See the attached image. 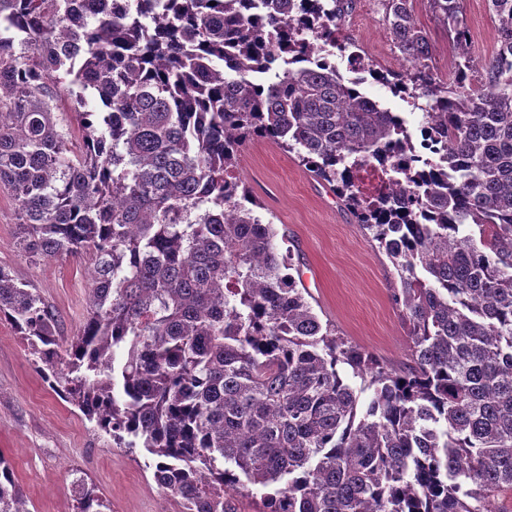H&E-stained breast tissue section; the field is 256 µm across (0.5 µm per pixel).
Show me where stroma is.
I'll return each instance as SVG.
<instances>
[{"label": "stroma", "instance_id": "1", "mask_svg": "<svg viewBox=\"0 0 512 512\" xmlns=\"http://www.w3.org/2000/svg\"><path fill=\"white\" fill-rule=\"evenodd\" d=\"M413 10L432 46L429 65L447 78L455 60L453 41L427 0H415ZM464 18L477 89L497 45L499 22L488 0H465ZM338 37L347 46L335 56L339 70H347L353 51L382 70L406 67L375 0H358ZM236 174L263 205L264 217L286 234L301 273L298 285L309 292L322 323L393 367L409 364L410 338L392 299L395 270L329 184L269 141L247 145ZM16 224V204L0 188V266L33 283L54 310L57 332L73 335L85 314L89 260L61 255L31 264L15 247ZM42 368L26 341L0 322V455L11 461L30 512H76L75 482L83 476L112 512H179L178 498L155 483L147 452L117 447L49 389Z\"/></svg>", "mask_w": 512, "mask_h": 512}]
</instances>
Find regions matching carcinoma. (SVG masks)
<instances>
[{
	"label": "carcinoma",
	"instance_id": "carcinoma-1",
	"mask_svg": "<svg viewBox=\"0 0 512 512\" xmlns=\"http://www.w3.org/2000/svg\"><path fill=\"white\" fill-rule=\"evenodd\" d=\"M490 2L476 91L464 0H428L456 46L446 82L412 0H381L407 68L354 52L356 79L334 60L355 0H0L16 249L93 261L76 334L1 266L0 321L183 512H238L253 488L258 512H512V0ZM364 73L427 100L430 155ZM254 138L332 185L390 260L405 370L313 312L236 176ZM372 162L397 193L359 194ZM77 484V512L109 510ZM0 512H29L3 456Z\"/></svg>",
	"mask_w": 512,
	"mask_h": 512
}]
</instances>
